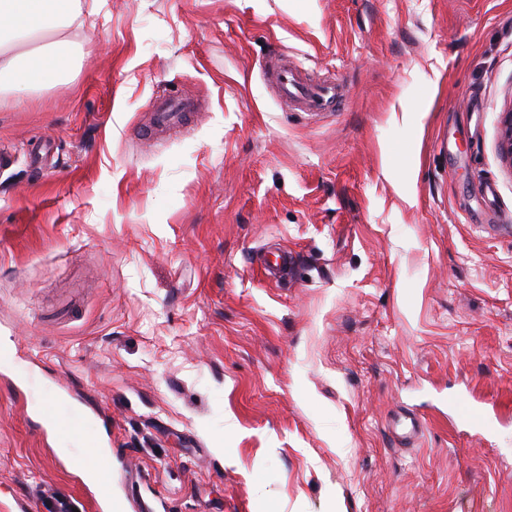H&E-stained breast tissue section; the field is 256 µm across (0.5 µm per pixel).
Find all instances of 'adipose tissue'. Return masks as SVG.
<instances>
[{"label": "adipose tissue", "instance_id": "obj_1", "mask_svg": "<svg viewBox=\"0 0 512 512\" xmlns=\"http://www.w3.org/2000/svg\"><path fill=\"white\" fill-rule=\"evenodd\" d=\"M81 0H0V107L66 83L79 50L67 33L82 25ZM51 37L49 50L32 42Z\"/></svg>", "mask_w": 512, "mask_h": 512}]
</instances>
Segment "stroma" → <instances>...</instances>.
Instances as JSON below:
<instances>
[{
    "mask_svg": "<svg viewBox=\"0 0 512 512\" xmlns=\"http://www.w3.org/2000/svg\"><path fill=\"white\" fill-rule=\"evenodd\" d=\"M82 3L0 110V512L88 443L125 512H512V0ZM280 97L289 104L301 106L304 112L318 114L335 106L336 98L341 96L339 85L335 81L310 82L295 71L291 62L275 66L271 72Z\"/></svg>",
    "mask_w": 512,
    "mask_h": 512,
    "instance_id": "35a3bbf8",
    "label": "stroma"
}]
</instances>
